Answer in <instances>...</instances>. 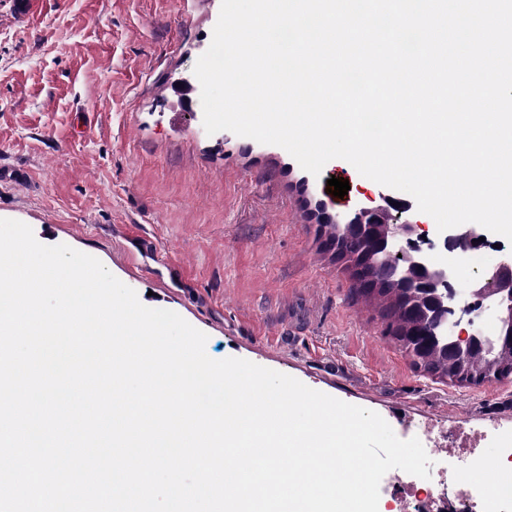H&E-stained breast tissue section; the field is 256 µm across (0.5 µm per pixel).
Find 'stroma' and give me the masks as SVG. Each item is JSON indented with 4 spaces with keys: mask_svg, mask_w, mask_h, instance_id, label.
Returning <instances> with one entry per match:
<instances>
[{
    "mask_svg": "<svg viewBox=\"0 0 512 512\" xmlns=\"http://www.w3.org/2000/svg\"><path fill=\"white\" fill-rule=\"evenodd\" d=\"M0 0V218L97 258L151 308L241 358L380 414L401 439L458 423L490 467L512 432V377L417 372L320 226L384 193L342 159L312 175L282 147L207 134L184 109L221 0ZM348 180L344 197L331 177Z\"/></svg>",
    "mask_w": 512,
    "mask_h": 512,
    "instance_id": "stroma-1",
    "label": "stroma"
}]
</instances>
